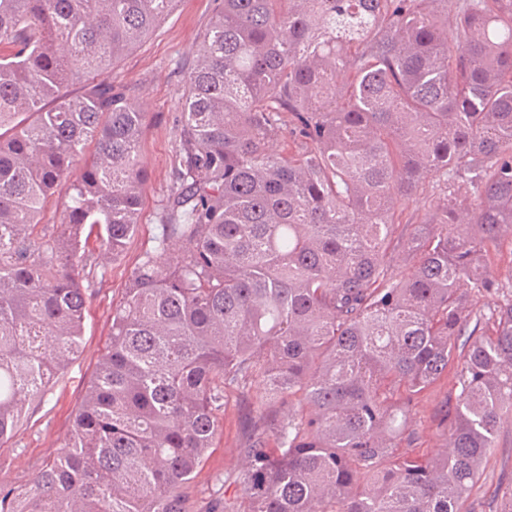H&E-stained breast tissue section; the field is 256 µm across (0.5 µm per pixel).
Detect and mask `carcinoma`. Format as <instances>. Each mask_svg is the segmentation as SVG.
Segmentation results:
<instances>
[{"label":"carcinoma","instance_id":"carcinoma-1","mask_svg":"<svg viewBox=\"0 0 512 512\" xmlns=\"http://www.w3.org/2000/svg\"><path fill=\"white\" fill-rule=\"evenodd\" d=\"M180 2L0 0V445L80 352L87 266L137 231L147 113L104 75ZM178 137L62 451L0 512H191L233 402L244 474L210 512H462L512 419V284L484 271L512 233V0H219ZM431 171L475 199L405 234ZM450 366L446 448L398 455Z\"/></svg>","mask_w":512,"mask_h":512}]
</instances>
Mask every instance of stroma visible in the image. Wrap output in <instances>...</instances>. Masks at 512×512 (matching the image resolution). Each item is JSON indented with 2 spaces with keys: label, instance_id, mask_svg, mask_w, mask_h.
I'll return each mask as SVG.
<instances>
[{
  "label": "stroma",
  "instance_id": "35a3bbf8",
  "mask_svg": "<svg viewBox=\"0 0 512 512\" xmlns=\"http://www.w3.org/2000/svg\"><path fill=\"white\" fill-rule=\"evenodd\" d=\"M214 0H182L136 48L111 68L107 77L126 90L130 101L147 114L143 132V158L148 184L136 234L122 256L88 268L82 346L79 354L54 378L44 395L27 402L14 437L0 446V486L20 487L60 450L112 332V311L120 304L133 268L150 249L159 232L162 206L173 185L178 119L185 94V74L193 65L201 37L208 27ZM473 199L470 185L444 183L438 173L425 174L417 190L398 208L403 224H419L431 212L443 192ZM455 383L443 375L415 402L418 438L402 443L403 456L430 457L445 444L440 423L448 395ZM242 410L230 405L224 413V432L217 439L203 469L189 489L195 512H205L217 478L238 480L244 470L240 450L244 444ZM487 480L475 488L466 502L469 512H490L489 503L500 479H512V424H503L499 446L484 464Z\"/></svg>",
  "mask_w": 512,
  "mask_h": 512
}]
</instances>
